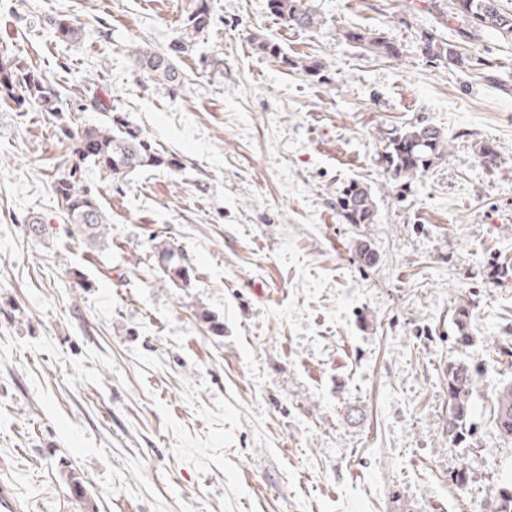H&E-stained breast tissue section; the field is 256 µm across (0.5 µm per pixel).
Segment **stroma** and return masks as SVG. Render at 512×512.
Returning <instances> with one entry per match:
<instances>
[{
  "mask_svg": "<svg viewBox=\"0 0 512 512\" xmlns=\"http://www.w3.org/2000/svg\"><path fill=\"white\" fill-rule=\"evenodd\" d=\"M447 2L311 0L313 33L268 0H208L172 89L132 49H168L193 0H0V52L38 66L78 126L122 118L177 161L123 181L85 165L110 225L91 256L54 193L75 163L54 117L0 107V481L23 512H487L512 481L493 420L512 381V41L475 40L480 70L429 61L421 32L457 38L431 9ZM62 17L78 40H57ZM349 28L390 34L401 58L355 47ZM256 37L324 59L328 83ZM92 94L102 106L83 108ZM419 122L448 155L404 185L378 162L382 134ZM353 178L374 223L336 210ZM33 216L45 235H29ZM156 234L192 260L189 287L155 267ZM452 357L477 370L462 442ZM471 313L472 308L469 301L460 300L454 307L453 325L458 344L464 345L469 341L467 326Z\"/></svg>",
  "mask_w": 512,
  "mask_h": 512,
  "instance_id": "1",
  "label": "stroma"
}]
</instances>
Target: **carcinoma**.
<instances>
[{
	"label": "carcinoma",
	"mask_w": 512,
	"mask_h": 512,
	"mask_svg": "<svg viewBox=\"0 0 512 512\" xmlns=\"http://www.w3.org/2000/svg\"><path fill=\"white\" fill-rule=\"evenodd\" d=\"M270 13L292 29L316 31L323 25L319 14L307 0H268ZM448 18L460 23L461 43L477 39L485 32H492L504 41L512 40V11L504 9L501 0H450ZM212 22L207 0H198L195 8L183 19L184 34L193 35ZM61 41L78 39L77 26L68 19H61L55 28ZM343 38L376 56L397 58L400 46L384 32H364L348 29ZM189 40L180 37L164 51L149 46L133 50L135 66L150 80L166 87L181 84L178 68L179 54L187 51ZM438 37L435 31H426L418 41L422 56L446 68H471L479 65L461 46ZM259 53L277 60L291 69H300L306 75L324 81L328 65L323 59L291 57L281 44L264 39L256 43ZM13 101L17 107H34L47 112L59 122V131L70 143L72 153L79 164L58 176L53 188L58 204L67 221L82 236L87 249L101 252L107 234V221L98 198L83 185L78 171L81 164L92 163L117 180H123L135 172L152 168H173L177 161L167 158L151 142L131 130L117 127H84L79 129L62 114L68 111L58 91L41 70L33 68L18 58L0 56V101ZM382 162L387 172L397 181H410L426 172L448 153L445 133L429 124L417 123L387 133L382 139ZM336 209L349 224H372L376 217V201L371 189L350 180L336 195ZM154 259L158 269L171 283L179 288L191 285L194 269L191 260L174 243L166 238L154 246ZM472 313L471 303L461 300L454 307L453 325L456 342L465 345L469 341L468 321ZM476 370L468 364L450 359L445 370L448 387V435L457 439L464 435L471 418L470 397ZM494 423L498 430L512 436V383L499 390L494 409ZM489 512H512V482L499 488Z\"/></svg>",
	"instance_id": "carcinoma-1"
}]
</instances>
